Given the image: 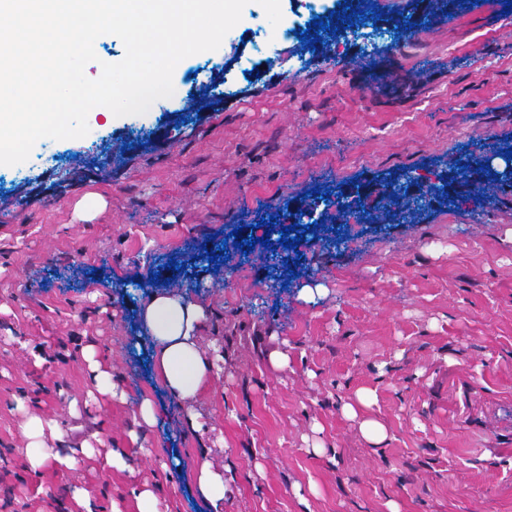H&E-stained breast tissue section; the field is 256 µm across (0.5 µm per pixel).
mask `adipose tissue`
<instances>
[{"label":"adipose tissue","mask_w":512,"mask_h":512,"mask_svg":"<svg viewBox=\"0 0 512 512\" xmlns=\"http://www.w3.org/2000/svg\"><path fill=\"white\" fill-rule=\"evenodd\" d=\"M207 319L206 309L180 293H155L144 304L140 320L152 343L153 368L162 385L186 402L195 401L209 383L217 366V356L200 345V331ZM27 440L26 460L31 469L53 466L70 470L79 457H93L94 447L83 443L80 456L60 454L54 441L62 440L57 424L36 416L23 425Z\"/></svg>","instance_id":"1"}]
</instances>
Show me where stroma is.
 Wrapping results in <instances>:
<instances>
[{
	"instance_id": "stroma-1",
	"label": "stroma",
	"mask_w": 512,
	"mask_h": 512,
	"mask_svg": "<svg viewBox=\"0 0 512 512\" xmlns=\"http://www.w3.org/2000/svg\"><path fill=\"white\" fill-rule=\"evenodd\" d=\"M505 7L378 0L416 38L333 67L249 0L250 39L234 28L185 58L171 97L0 166V512H68L76 487L94 512H137L144 484L161 512H213L194 483L206 445L230 480L223 512H512V187L472 189L483 162H512ZM423 168L454 172L456 204L428 199L408 224L385 177ZM338 194L374 223L340 242L331 215L283 248L294 212ZM163 290L207 309L202 341L224 357L192 404L156 378L139 324ZM88 346L125 401L87 402ZM362 387L378 447L341 410ZM29 412L62 428L61 454L97 435L132 473L30 470Z\"/></svg>"
}]
</instances>
